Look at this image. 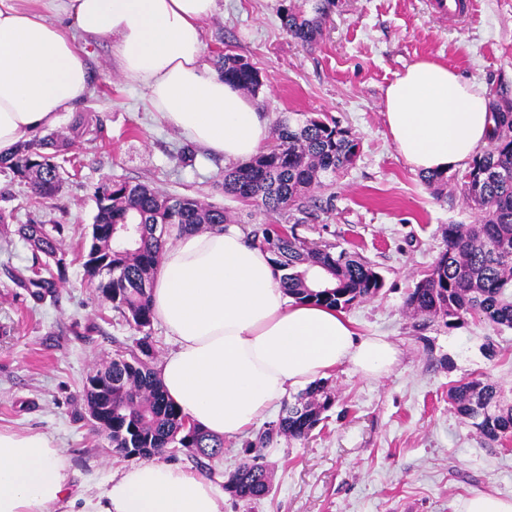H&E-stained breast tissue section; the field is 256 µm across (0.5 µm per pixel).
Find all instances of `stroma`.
I'll return each mask as SVG.
<instances>
[{"label":"stroma","instance_id":"35a3bbf8","mask_svg":"<svg viewBox=\"0 0 512 512\" xmlns=\"http://www.w3.org/2000/svg\"><path fill=\"white\" fill-rule=\"evenodd\" d=\"M296 2L217 0L202 24V61L232 52L258 68L263 87L253 102L267 123L283 112L326 116L357 137L354 163L320 191L321 212L298 232L375 265L383 289L345 314L360 333L387 337L400 355L377 380L345 368L327 375L336 401L326 420L306 440L280 437L264 450L270 495L247 504L225 497L224 512H459L476 492L512 498V439L488 446L448 404L450 386L480 374L512 397V330L476 318L449 329L405 306L443 250L444 228L478 219L461 194L465 171L449 172L443 192L428 188L397 153L381 106L387 85L423 57L494 88V100L512 105V0H471L461 23L438 15L435 0H336L310 46L281 21L283 8ZM79 44L89 90L60 113L56 128L66 130L82 114L98 120L101 131L70 148L78 172L47 208L31 209L29 185L0 170V211L18 224L64 225L73 256L96 214L93 189L107 175L223 205L249 226L263 221L224 193L223 158L198 146L192 161L177 160L184 138L119 76L109 39L84 37ZM32 260L24 240L0 233V429L47 434L67 459L72 486L97 491L131 460L98 436L84 384L138 334L87 287L80 262L69 263L52 297L34 299L12 281ZM246 441L225 438L223 456L204 469L181 449L161 460L200 473L220 490Z\"/></svg>","mask_w":512,"mask_h":512}]
</instances>
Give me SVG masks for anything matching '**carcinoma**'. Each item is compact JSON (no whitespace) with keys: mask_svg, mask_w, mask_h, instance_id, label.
<instances>
[{"mask_svg":"<svg viewBox=\"0 0 512 512\" xmlns=\"http://www.w3.org/2000/svg\"><path fill=\"white\" fill-rule=\"evenodd\" d=\"M311 13L286 6L282 24L293 38L311 45L336 0H310ZM217 70L244 92L257 95L260 71L233 53L217 55ZM496 127L488 148L472 160L463 181L464 200L479 213L475 224H450L443 232L445 249L415 283L405 305L416 316L454 328L467 318L512 329V112L496 110ZM78 118L64 133H48L21 144L0 165L30 185V206L52 200L63 183L59 159L76 141L91 133ZM275 143L247 162L224 170V192L269 215L285 217L288 226L259 224L247 233L252 244L273 256L288 295L344 310L375 297L382 275L358 252L300 236L320 208L315 192L333 185L336 174L359 152V141L347 128L298 113L280 118ZM96 214L83 268L92 287L112 303L142 337L124 353L101 366L99 387L87 380L86 405H97L109 427L98 433L127 457L150 459L168 448H182L195 460L224 454V438L191 424L164 391L155 365L148 329L154 320L150 289L165 238L173 233L213 230L234 222L223 206L196 197L166 194L145 182L104 177L94 189ZM17 234L40 260L15 276V283L41 300L64 280V225L19 224ZM335 394L318 381L284 404L278 420L247 443L245 461L229 475L224 490L249 502L269 495L270 472L261 449L279 437L305 440L326 419ZM451 409L492 446L512 436V401L490 377L478 375L448 389Z\"/></svg>","mask_w":512,"mask_h":512,"instance_id":"1","label":"carcinoma"}]
</instances>
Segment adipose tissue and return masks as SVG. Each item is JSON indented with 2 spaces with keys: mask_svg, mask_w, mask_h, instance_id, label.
I'll return each mask as SVG.
<instances>
[{
  "mask_svg": "<svg viewBox=\"0 0 512 512\" xmlns=\"http://www.w3.org/2000/svg\"><path fill=\"white\" fill-rule=\"evenodd\" d=\"M216 9V0H0V157L86 95L80 33L110 39L120 75L185 139L228 160L257 155L266 122L202 61L201 24ZM382 111L398 154L419 172L465 167L494 126L483 89L427 58L388 84ZM150 304L172 342L157 366L168 397L220 437L244 433L290 390L339 367L378 379L398 358L392 342L357 335L343 313L289 297L271 255L232 224L172 236ZM67 469L46 434L0 429V512H222L211 483L174 465L131 464L76 498Z\"/></svg>",
  "mask_w": 512,
  "mask_h": 512,
  "instance_id": "adipose-tissue-1",
  "label": "adipose tissue"
}]
</instances>
